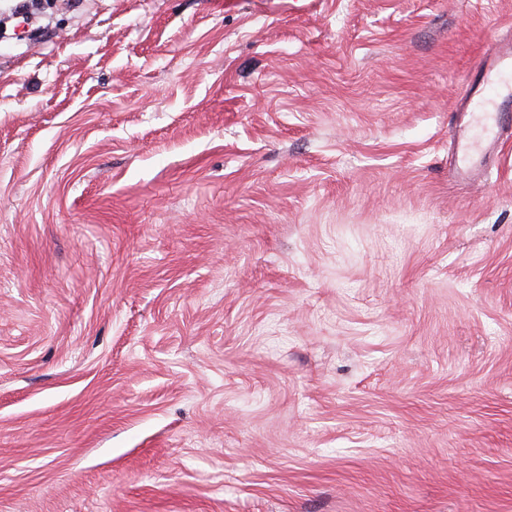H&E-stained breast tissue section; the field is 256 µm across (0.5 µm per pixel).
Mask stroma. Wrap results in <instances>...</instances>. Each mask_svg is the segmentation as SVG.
Instances as JSON below:
<instances>
[{"instance_id":"35a3bbf8","label":"stroma","mask_w":512,"mask_h":512,"mask_svg":"<svg viewBox=\"0 0 512 512\" xmlns=\"http://www.w3.org/2000/svg\"><path fill=\"white\" fill-rule=\"evenodd\" d=\"M0 32V512H512V0H41ZM479 79L467 83L457 112L482 110L481 136L495 143L512 130L511 44L490 48L478 69ZM474 135L470 133V125L461 127L458 131L457 149L460 153L459 174L465 176L483 163V154L474 146Z\"/></svg>"}]
</instances>
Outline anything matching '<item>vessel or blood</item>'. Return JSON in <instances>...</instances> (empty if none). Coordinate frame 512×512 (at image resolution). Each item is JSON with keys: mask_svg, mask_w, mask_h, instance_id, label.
Returning <instances> with one entry per match:
<instances>
[{"mask_svg": "<svg viewBox=\"0 0 512 512\" xmlns=\"http://www.w3.org/2000/svg\"><path fill=\"white\" fill-rule=\"evenodd\" d=\"M478 73V80L467 85L459 109L481 112V135L494 142L512 130V47L500 45L487 50ZM457 149L460 175H467L482 165L483 154L475 148L469 127H460Z\"/></svg>", "mask_w": 512, "mask_h": 512, "instance_id": "1", "label": "vessel or blood"}]
</instances>
